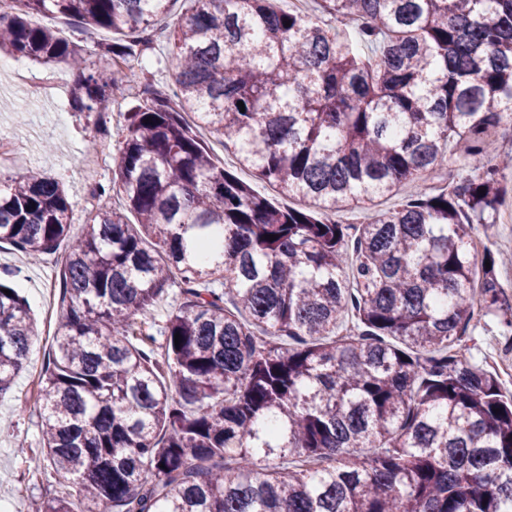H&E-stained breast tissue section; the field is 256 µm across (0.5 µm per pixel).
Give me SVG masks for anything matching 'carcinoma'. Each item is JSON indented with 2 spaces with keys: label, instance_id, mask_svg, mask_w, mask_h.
<instances>
[{
  "label": "carcinoma",
  "instance_id": "1",
  "mask_svg": "<svg viewBox=\"0 0 512 512\" xmlns=\"http://www.w3.org/2000/svg\"><path fill=\"white\" fill-rule=\"evenodd\" d=\"M168 2L20 0L0 51L77 69L72 101L101 112ZM186 2L167 34L173 94L147 82L121 113L98 188L121 208L73 237L56 178L0 181L1 243L29 257L66 245L39 379L44 461L82 512H512V395L462 344L489 314L512 335L495 255L475 244L512 155L368 224L332 218L439 177L450 154L495 150L512 126V0H321L323 21L276 0ZM33 14L120 35L98 45L110 81L87 43ZM188 112L300 207L218 165ZM174 283L182 303L157 321ZM38 335L0 282V394ZM35 512L74 510L57 496Z\"/></svg>",
  "mask_w": 512,
  "mask_h": 512
}]
</instances>
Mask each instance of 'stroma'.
I'll return each mask as SVG.
<instances>
[{
    "label": "stroma",
    "instance_id": "obj_1",
    "mask_svg": "<svg viewBox=\"0 0 512 512\" xmlns=\"http://www.w3.org/2000/svg\"><path fill=\"white\" fill-rule=\"evenodd\" d=\"M18 72L0 71V100L20 104L21 112L0 110V133L22 140L29 153L15 167H0V177H20L32 172L55 176L65 187L72 209L73 234L86 231L92 215L105 207L116 208L119 196L99 197L98 185L109 184L118 160L119 115L81 112L74 108L70 89L76 74L62 64L43 65L18 59ZM174 59L165 40H156L145 53L137 82L126 90L135 99L143 83L169 93ZM52 82L54 92L33 98L31 86ZM97 139L100 153L95 167H88L86 145ZM479 238L499 258L498 276L507 296H512V195L506 196L494 222L480 230ZM62 253L28 260L6 244H0V272L10 271L8 283L17 288L39 323L22 372L10 391L0 395V512H31L33 502L72 492L69 475L55 471L34 473L31 462L43 458L41 404L36 384L46 364V354L58 326L61 305L59 277ZM464 342L473 361L497 373L505 393L512 394V337L502 335L499 320L488 315L470 323Z\"/></svg>",
    "mask_w": 512,
    "mask_h": 512
}]
</instances>
